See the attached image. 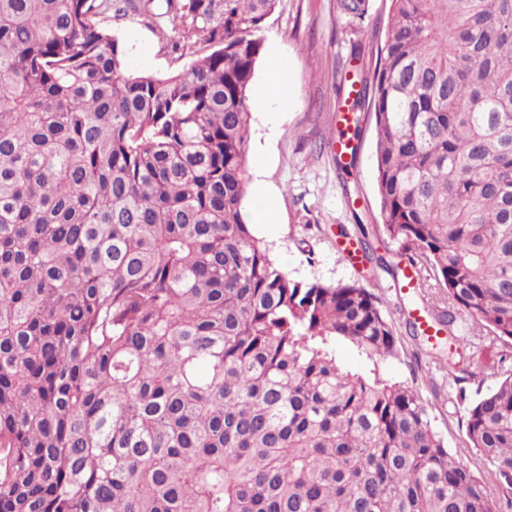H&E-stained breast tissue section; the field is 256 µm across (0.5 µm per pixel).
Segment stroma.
<instances>
[{"instance_id":"obj_1","label":"stroma","mask_w":512,"mask_h":512,"mask_svg":"<svg viewBox=\"0 0 512 512\" xmlns=\"http://www.w3.org/2000/svg\"><path fill=\"white\" fill-rule=\"evenodd\" d=\"M391 0H370V25L364 32L346 28L336 0H279L260 33L263 45H276L288 65V104L281 111L259 112L247 101L249 137L247 167L262 166L267 188L277 199L278 222L255 226V235L268 245L279 266L297 280L348 282L359 276L361 265L345 260L341 229L355 223H379L376 195L374 118L361 110L360 131L352 139V154L337 158L327 145L332 133L344 129L350 109L339 97L342 72L358 70L372 76L384 41ZM102 24L126 46L125 66L132 74L163 77L187 67L205 54L195 40L183 52L170 44L139 14L103 15ZM348 177H341L340 166ZM377 293L386 316L397 329L407 320L429 317L438 304L435 289L395 288L382 275ZM459 334L481 350L483 369L467 381L469 400L489 393L501 379L498 364L512 365V345L494 340L485 329L462 320ZM428 342L406 341L399 358L375 363L359 355L351 342L336 341V357L349 370H377L381 378L416 384L431 402L432 424L451 452L484 479L492 468L476 451L465 449L461 424L465 407L456 399V371L446 361H432Z\"/></svg>"}]
</instances>
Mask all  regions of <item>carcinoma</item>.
Returning a JSON list of instances; mask_svg holds the SVG:
<instances>
[{"mask_svg":"<svg viewBox=\"0 0 512 512\" xmlns=\"http://www.w3.org/2000/svg\"><path fill=\"white\" fill-rule=\"evenodd\" d=\"M209 52L130 75L112 0H0V512H503L512 368L465 445L359 281L296 280L245 220L246 92L276 0H122ZM360 29L369 0H337ZM370 100L380 223L427 323L512 341V0H392ZM336 358L349 370L358 373H369L373 363L359 355L351 342L344 338L336 339Z\"/></svg>","mask_w":512,"mask_h":512,"instance_id":"cac0c4a2","label":"carcinoma"}]
</instances>
